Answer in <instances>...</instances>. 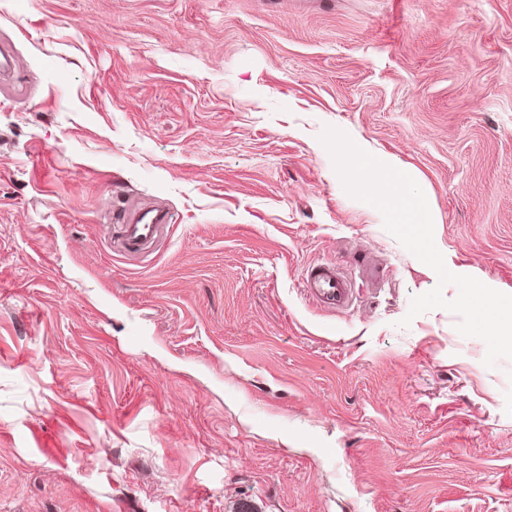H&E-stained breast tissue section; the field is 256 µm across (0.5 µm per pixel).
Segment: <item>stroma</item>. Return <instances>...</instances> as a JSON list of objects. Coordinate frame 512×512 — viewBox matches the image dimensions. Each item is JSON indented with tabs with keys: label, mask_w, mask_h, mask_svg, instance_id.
<instances>
[{
	"label": "stroma",
	"mask_w": 512,
	"mask_h": 512,
	"mask_svg": "<svg viewBox=\"0 0 512 512\" xmlns=\"http://www.w3.org/2000/svg\"><path fill=\"white\" fill-rule=\"evenodd\" d=\"M2 43L0 512H512V360L401 326L458 290L320 140L512 294V0H0ZM127 207L174 218L135 259ZM303 287L318 302L337 310L348 307L353 294L349 279L335 264L328 262L309 265Z\"/></svg>",
	"instance_id": "obj_1"
}]
</instances>
